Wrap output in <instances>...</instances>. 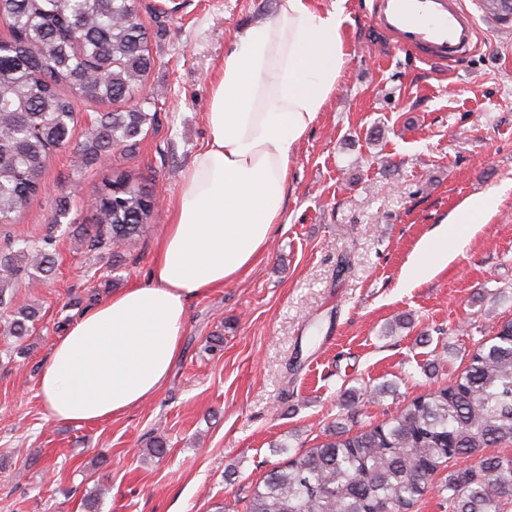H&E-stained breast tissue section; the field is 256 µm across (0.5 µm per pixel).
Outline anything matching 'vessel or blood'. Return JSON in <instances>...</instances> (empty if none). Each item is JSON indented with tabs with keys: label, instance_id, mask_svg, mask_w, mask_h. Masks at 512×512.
Instances as JSON below:
<instances>
[{
	"label": "vessel or blood",
	"instance_id": "b4317fda",
	"mask_svg": "<svg viewBox=\"0 0 512 512\" xmlns=\"http://www.w3.org/2000/svg\"><path fill=\"white\" fill-rule=\"evenodd\" d=\"M373 20L397 48L417 51L437 65L469 54L476 37L473 16L456 0H376Z\"/></svg>",
	"mask_w": 512,
	"mask_h": 512
}]
</instances>
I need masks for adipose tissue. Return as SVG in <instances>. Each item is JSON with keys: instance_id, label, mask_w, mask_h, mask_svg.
Segmentation results:
<instances>
[{"instance_id": "1", "label": "adipose tissue", "mask_w": 512, "mask_h": 512, "mask_svg": "<svg viewBox=\"0 0 512 512\" xmlns=\"http://www.w3.org/2000/svg\"><path fill=\"white\" fill-rule=\"evenodd\" d=\"M347 60L342 9L320 11L311 0H282L276 17L234 33L211 80L209 138L181 174L147 281L83 313L41 367L49 418L105 421L161 390L190 301L237 280L265 250L296 145ZM447 263L441 230L421 241L406 281L419 284Z\"/></svg>"}]
</instances>
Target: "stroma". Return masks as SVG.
<instances>
[{
	"instance_id": "stroma-1",
	"label": "stroma",
	"mask_w": 512,
	"mask_h": 512,
	"mask_svg": "<svg viewBox=\"0 0 512 512\" xmlns=\"http://www.w3.org/2000/svg\"><path fill=\"white\" fill-rule=\"evenodd\" d=\"M472 13L479 46L437 67L395 49L374 0L343 6L349 62L289 164L271 242L239 280L193 299L182 351L159 393L96 424L47 417L38 374L51 347L114 291L146 281L182 171L205 144L210 80L239 27L280 0H137L155 63L136 99L156 116L133 149L80 168L55 151L45 188L0 224V255L51 239L55 275L21 283L11 308L39 311L22 353L0 340V512H244L251 488L329 431L384 422L465 370L475 343L512 318V29ZM123 172L160 198L116 259L69 228ZM497 206L448 264L407 284L420 240L466 198ZM224 338L209 350L210 336ZM357 399H349L348 390ZM167 453L155 457V438Z\"/></svg>"
}]
</instances>
